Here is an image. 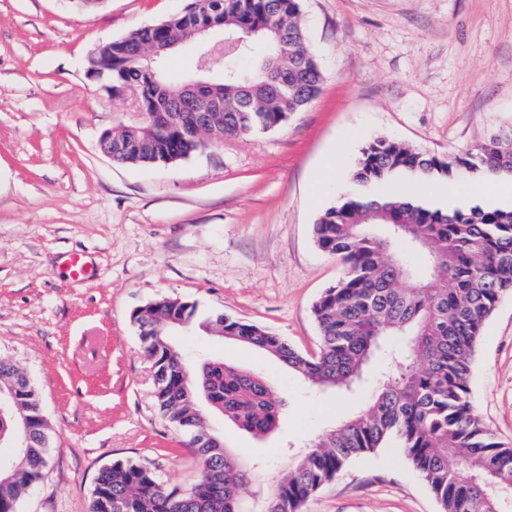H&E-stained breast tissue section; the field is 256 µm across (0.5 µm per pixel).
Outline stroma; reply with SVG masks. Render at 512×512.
<instances>
[{
	"mask_svg": "<svg viewBox=\"0 0 512 512\" xmlns=\"http://www.w3.org/2000/svg\"><path fill=\"white\" fill-rule=\"evenodd\" d=\"M190 0H0V358L36 386L48 464L17 512H88L104 466L133 460L189 490L201 468L158 411L154 368L134 309L160 297L196 303L319 348L312 306L344 268L314 242L320 213L345 190L366 141L384 135L439 156L512 132V0H300L324 82L278 129L216 142L171 164L128 166L99 149L126 97L87 75L104 43L174 17ZM335 160L333 179L319 173ZM84 255L72 279L69 253ZM178 344L264 376L286 405L256 441L222 418L229 450L256 480L255 512L290 455L370 388L318 394L278 359L195 331ZM486 425L512 441V295L486 320L472 369ZM303 512H440L402 448L350 462Z\"/></svg>",
	"mask_w": 512,
	"mask_h": 512,
	"instance_id": "1",
	"label": "stroma"
}]
</instances>
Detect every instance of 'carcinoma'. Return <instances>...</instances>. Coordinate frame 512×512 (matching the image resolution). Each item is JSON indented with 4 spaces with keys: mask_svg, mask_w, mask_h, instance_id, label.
Returning <instances> with one entry per match:
<instances>
[{
    "mask_svg": "<svg viewBox=\"0 0 512 512\" xmlns=\"http://www.w3.org/2000/svg\"><path fill=\"white\" fill-rule=\"evenodd\" d=\"M298 0H193L188 14L112 41V95L135 85L149 108L182 97L181 75L148 65L138 54L149 42L172 44L186 22L224 30L241 41L224 53L217 87L224 117L210 130L217 141L267 133L307 107L324 80L307 44ZM275 60L285 82L266 96L265 63ZM205 148L192 130L147 124L130 144L127 165L188 159ZM512 178V139L493 134L453 157L379 137L366 143L350 187L317 218L318 247L337 257L343 276L314 303L320 346L307 356L265 328L226 316L197 320L194 303L149 302L132 313L144 351L154 360L155 399L162 414L189 435L202 479L187 493L168 490L138 462H115L96 478L90 512H244L241 489L254 473L223 439L207 440L198 400L238 429L262 440L281 426L284 403L259 374L222 359L192 362L167 336L172 321L216 331L277 356L319 391L352 392L375 356L394 370L359 413L317 435L288 460L259 512H300L301 504L351 461L390 439L439 501L442 512H502L512 493V445L480 419L470 378L482 327L502 294L512 290V205L461 198L451 207L407 195L403 179ZM0 449L16 462L0 474V512H15L48 462L50 439L36 411L38 393L13 364L0 359ZM31 418L27 432L17 421Z\"/></svg>",
    "mask_w": 512,
    "mask_h": 512,
    "instance_id": "cac0c4a2",
    "label": "carcinoma"
}]
</instances>
